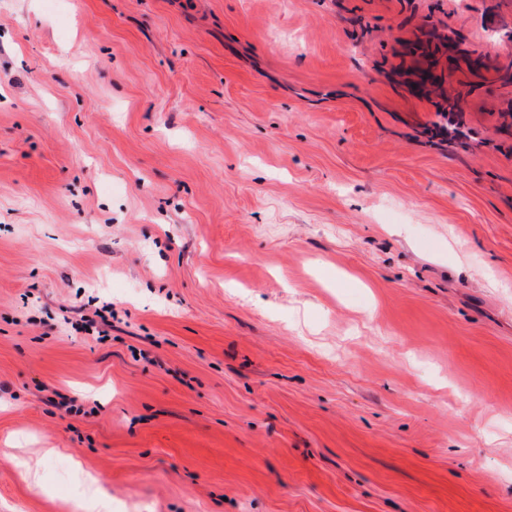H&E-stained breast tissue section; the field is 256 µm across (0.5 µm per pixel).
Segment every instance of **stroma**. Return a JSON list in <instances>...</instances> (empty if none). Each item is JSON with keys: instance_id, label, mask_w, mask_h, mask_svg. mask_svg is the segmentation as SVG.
Wrapping results in <instances>:
<instances>
[{"instance_id": "35a3bbf8", "label": "stroma", "mask_w": 512, "mask_h": 512, "mask_svg": "<svg viewBox=\"0 0 512 512\" xmlns=\"http://www.w3.org/2000/svg\"><path fill=\"white\" fill-rule=\"evenodd\" d=\"M510 30L0 0V512H512Z\"/></svg>"}]
</instances>
